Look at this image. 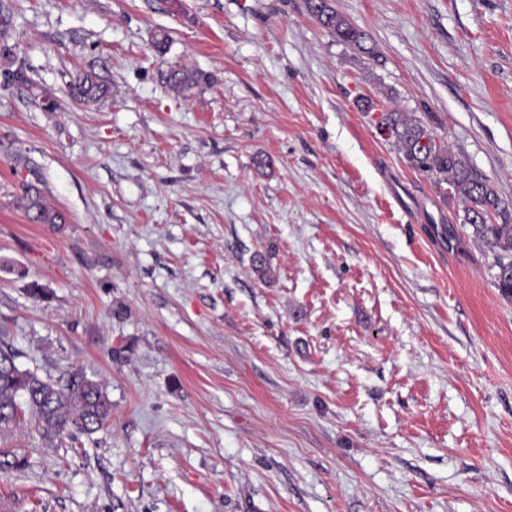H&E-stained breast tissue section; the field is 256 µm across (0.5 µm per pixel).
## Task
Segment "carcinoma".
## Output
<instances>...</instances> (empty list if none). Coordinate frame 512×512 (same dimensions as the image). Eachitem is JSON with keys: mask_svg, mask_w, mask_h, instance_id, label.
<instances>
[{"mask_svg": "<svg viewBox=\"0 0 512 512\" xmlns=\"http://www.w3.org/2000/svg\"><path fill=\"white\" fill-rule=\"evenodd\" d=\"M306 4L310 15L337 40L375 55L369 36L338 13L331 0H306ZM166 83L171 90L186 94L210 83V76L188 68H172ZM69 89L71 97L81 103L95 102L108 91L92 70L80 73ZM378 126L388 129L410 168L429 179L440 195L460 200L469 237L493 256L494 287L502 297L512 300V209L502 201L495 186L477 173L462 152L437 139L422 120L393 108L382 112ZM20 206L36 223H66L60 211L44 204L34 185L26 186ZM26 411L44 432L74 440L79 434L100 430L112 414V403L102 383L80 368H71L51 380L16 364L0 367V432L16 426Z\"/></svg>", "mask_w": 512, "mask_h": 512, "instance_id": "obj_1", "label": "carcinoma"}]
</instances>
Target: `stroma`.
<instances>
[{"label":"stroma","mask_w":512,"mask_h":512,"mask_svg":"<svg viewBox=\"0 0 512 512\" xmlns=\"http://www.w3.org/2000/svg\"><path fill=\"white\" fill-rule=\"evenodd\" d=\"M4 2L0 341L83 368L112 416L75 440L23 418L0 498L512 512V300L363 109L429 123L512 205V0H332L373 57L305 0ZM173 66L211 81L179 95ZM87 70L111 94L85 105ZM29 183L65 223L30 220ZM306 4L310 15L338 41L352 46L362 53L375 55V47L368 46L369 36L338 13L332 7L331 0H306ZM70 95L81 102H95L107 94V86L90 70L81 72L70 84Z\"/></svg>","instance_id":"35a3bbf8"}]
</instances>
